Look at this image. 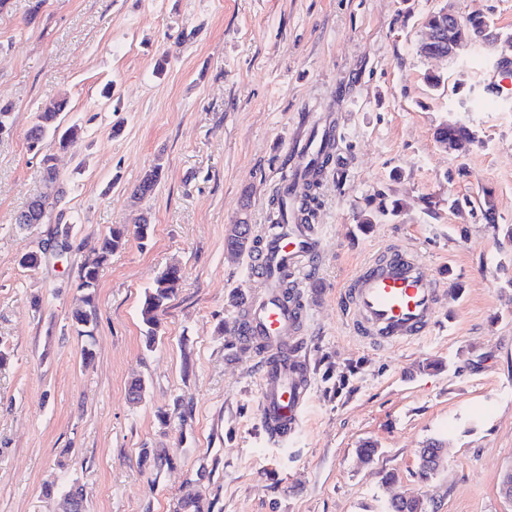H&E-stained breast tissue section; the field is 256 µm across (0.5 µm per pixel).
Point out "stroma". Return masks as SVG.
Instances as JSON below:
<instances>
[{"instance_id": "35a3bbf8", "label": "stroma", "mask_w": 512, "mask_h": 512, "mask_svg": "<svg viewBox=\"0 0 512 512\" xmlns=\"http://www.w3.org/2000/svg\"><path fill=\"white\" fill-rule=\"evenodd\" d=\"M33 3L0 8L12 122L0 136V512H63L61 495L42 492L61 477L81 486L87 512H176L188 490L210 512H386L397 492L423 497L426 512H512L501 493L512 470V74L471 52L448 64L417 51L428 13L480 12L510 32L512 0ZM429 70L445 85L430 89ZM488 83L497 96L482 94ZM63 96L60 126L81 135L64 151L45 138L42 154L65 193L43 223L22 226L19 212L47 190L27 133ZM446 120L476 143L444 149ZM328 126L339 164L322 177L324 251L301 288L310 394L298 431L277 443L260 423V356L229 332L242 314L231 298L257 287L259 255L230 257L224 237L247 224L261 239L298 142ZM156 165L151 196L133 199ZM379 189L405 209L360 231ZM488 192L491 224L478 205ZM463 196L470 206L451 208ZM143 213L150 241L129 238L101 268L94 335H78L83 255ZM390 246L453 273L430 333L382 349L353 334L337 302ZM39 249V266L20 265ZM171 266L182 281L149 349L141 302ZM136 378L146 392L134 404ZM433 438L450 454L424 484L417 451Z\"/></svg>"}]
</instances>
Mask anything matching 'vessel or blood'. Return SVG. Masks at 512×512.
I'll list each match as a JSON object with an SVG mask.
<instances>
[{
	"label": "vessel or blood",
	"instance_id": "1",
	"mask_svg": "<svg viewBox=\"0 0 512 512\" xmlns=\"http://www.w3.org/2000/svg\"><path fill=\"white\" fill-rule=\"evenodd\" d=\"M262 286L250 292L242 320L232 329L263 357L260 417L271 440L284 441L301 422L309 384L299 357L301 303L286 300L275 280L288 274L294 284L308 276L323 243L313 227L279 224L262 240ZM442 301L440 280L409 252L392 249L364 264L350 280L342 307L356 335L379 345H398L425 336Z\"/></svg>",
	"mask_w": 512,
	"mask_h": 512
}]
</instances>
